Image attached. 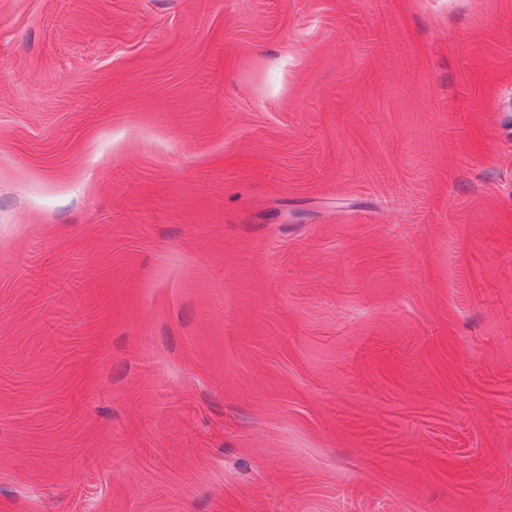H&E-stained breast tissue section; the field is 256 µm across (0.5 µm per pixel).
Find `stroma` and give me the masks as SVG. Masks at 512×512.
Here are the masks:
<instances>
[{
	"label": "stroma",
	"mask_w": 512,
	"mask_h": 512,
	"mask_svg": "<svg viewBox=\"0 0 512 512\" xmlns=\"http://www.w3.org/2000/svg\"><path fill=\"white\" fill-rule=\"evenodd\" d=\"M0 512H512V0H0Z\"/></svg>",
	"instance_id": "obj_1"
}]
</instances>
